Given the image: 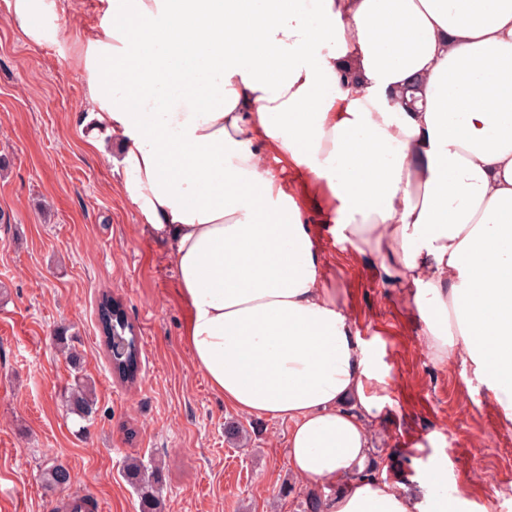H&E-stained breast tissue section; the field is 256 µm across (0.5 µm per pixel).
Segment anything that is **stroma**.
Wrapping results in <instances>:
<instances>
[{"label": "stroma", "instance_id": "stroma-1", "mask_svg": "<svg viewBox=\"0 0 512 512\" xmlns=\"http://www.w3.org/2000/svg\"><path fill=\"white\" fill-rule=\"evenodd\" d=\"M82 79L59 46L25 40L0 0V512H67L86 495L105 512H140L128 458L160 468L165 512H304L330 482L288 465V423L236 413L215 393L183 339L187 311L164 243L118 186L105 154L86 148ZM355 335L381 378L373 454L388 481L423 504L440 469L470 512H512V423L461 358L434 360L415 306L375 277L372 260L340 242L305 173H285ZM111 295L141 345L135 383L111 371L97 304ZM68 327L95 387L88 425L63 399L73 372L54 341ZM235 423L243 442L228 441ZM64 463L53 489L42 470Z\"/></svg>", "mask_w": 512, "mask_h": 512}]
</instances>
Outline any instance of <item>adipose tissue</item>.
I'll return each instance as SVG.
<instances>
[{
  "mask_svg": "<svg viewBox=\"0 0 512 512\" xmlns=\"http://www.w3.org/2000/svg\"><path fill=\"white\" fill-rule=\"evenodd\" d=\"M75 0H11L36 44ZM68 39L124 195L165 240L184 338L239 414L288 422L325 512H422L365 474L372 358L324 278L306 171L337 238L407 289L439 361L512 421V0H91ZM349 81H342L343 71ZM119 149L108 154V137Z\"/></svg>",
  "mask_w": 512,
  "mask_h": 512,
  "instance_id": "adipose-tissue-1",
  "label": "adipose tissue"
}]
</instances>
